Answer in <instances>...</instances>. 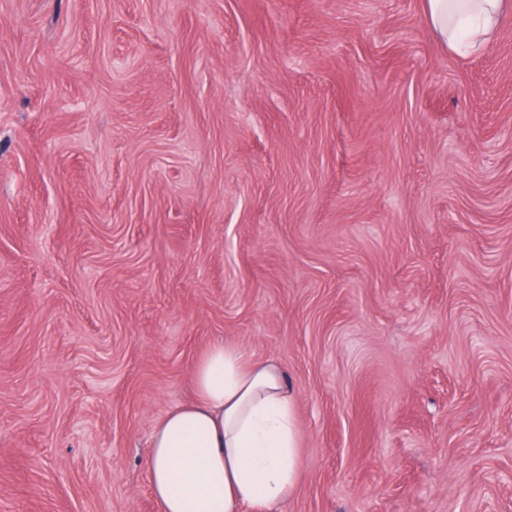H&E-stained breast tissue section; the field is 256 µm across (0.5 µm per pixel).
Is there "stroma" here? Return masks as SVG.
<instances>
[{
	"label": "stroma",
	"mask_w": 512,
	"mask_h": 512,
	"mask_svg": "<svg viewBox=\"0 0 512 512\" xmlns=\"http://www.w3.org/2000/svg\"><path fill=\"white\" fill-rule=\"evenodd\" d=\"M216 343L294 395L275 512H512V14L0 0V512H161ZM426 20L435 37L451 50L471 41L472 47L485 44L501 17L512 12L511 0H424Z\"/></svg>",
	"instance_id": "1"
}]
</instances>
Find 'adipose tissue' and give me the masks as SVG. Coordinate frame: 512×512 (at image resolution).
I'll list each match as a JSON object with an SVG mask.
<instances>
[{
  "instance_id": "obj_1",
  "label": "adipose tissue",
  "mask_w": 512,
  "mask_h": 512,
  "mask_svg": "<svg viewBox=\"0 0 512 512\" xmlns=\"http://www.w3.org/2000/svg\"><path fill=\"white\" fill-rule=\"evenodd\" d=\"M451 50L493 35L512 0H424ZM193 400L150 435L149 485L162 512H269L299 479L294 400L278 367L236 346H210L192 368Z\"/></svg>"
}]
</instances>
